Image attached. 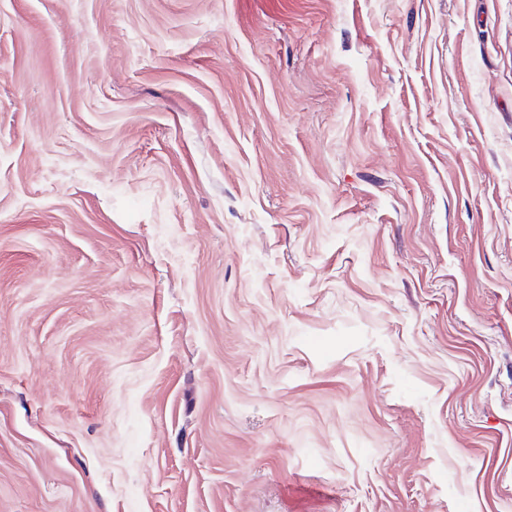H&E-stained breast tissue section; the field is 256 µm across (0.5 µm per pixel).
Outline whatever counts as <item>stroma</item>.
<instances>
[{
    "instance_id": "stroma-1",
    "label": "stroma",
    "mask_w": 512,
    "mask_h": 512,
    "mask_svg": "<svg viewBox=\"0 0 512 512\" xmlns=\"http://www.w3.org/2000/svg\"><path fill=\"white\" fill-rule=\"evenodd\" d=\"M0 512H512V0H0Z\"/></svg>"
}]
</instances>
